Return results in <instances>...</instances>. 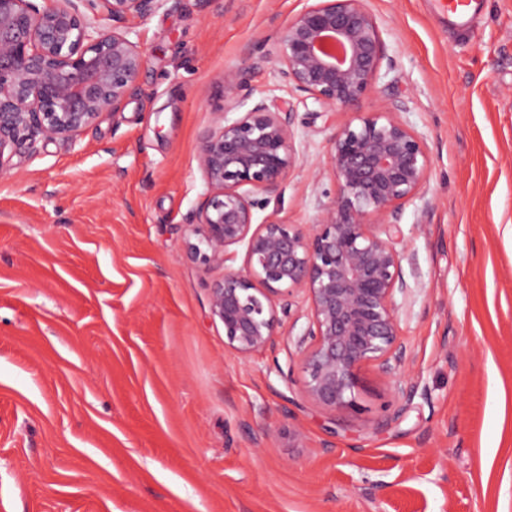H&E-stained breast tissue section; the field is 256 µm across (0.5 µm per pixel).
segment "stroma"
<instances>
[{
  "label": "stroma",
  "instance_id": "1",
  "mask_svg": "<svg viewBox=\"0 0 512 512\" xmlns=\"http://www.w3.org/2000/svg\"><path fill=\"white\" fill-rule=\"evenodd\" d=\"M313 0H180L128 21L139 94L0 177V512H512V0L445 28L432 0H369L387 46L365 112L401 101L427 145L399 215L404 364L363 369L360 411L304 391L290 296L241 357L209 311L223 267L184 255L200 137L224 73L287 104L296 162L255 210L309 228L336 197L329 142L356 113L283 87L268 57ZM412 396H405V389Z\"/></svg>",
  "mask_w": 512,
  "mask_h": 512
}]
</instances>
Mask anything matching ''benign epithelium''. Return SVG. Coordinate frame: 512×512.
<instances>
[{
  "label": "benign epithelium",
  "instance_id": "7a95c632",
  "mask_svg": "<svg viewBox=\"0 0 512 512\" xmlns=\"http://www.w3.org/2000/svg\"><path fill=\"white\" fill-rule=\"evenodd\" d=\"M168 2L0 0L1 177L38 139L72 140L102 114L122 110L140 91L147 64L122 23ZM279 44L273 58L224 73L225 105L244 106L248 72L267 61L285 86L325 111L356 110L379 92L387 55L367 0H315L288 22ZM398 110L393 101L332 136L336 198L308 230L273 220L253 225V210L280 193L295 160L288 108L257 101L201 141L207 193L186 254L204 267L224 264V277L210 288L211 317L222 323L225 344L248 357L274 345L276 302L305 292L311 317L299 347L304 388L328 410L358 406L363 366L375 363L389 374L406 353L395 308L406 281L391 239L400 210L426 183L430 159ZM238 246L246 253L241 270L227 265Z\"/></svg>",
  "mask_w": 512,
  "mask_h": 512
}]
</instances>
